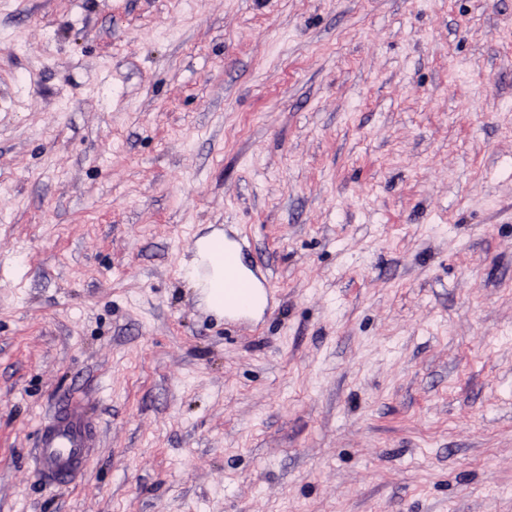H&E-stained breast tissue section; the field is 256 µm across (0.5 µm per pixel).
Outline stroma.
<instances>
[{
  "instance_id": "35a3bbf8",
  "label": "stroma",
  "mask_w": 512,
  "mask_h": 512,
  "mask_svg": "<svg viewBox=\"0 0 512 512\" xmlns=\"http://www.w3.org/2000/svg\"><path fill=\"white\" fill-rule=\"evenodd\" d=\"M0 512H512V0H0ZM223 238L219 233L208 234L197 239L195 251L196 262L203 270L206 268L201 283L205 302L214 311L223 312L220 303L224 294V315L241 316L249 313L258 303L270 305L273 298L271 277L266 270L260 269L253 262H248L244 250L224 235V288H219L221 270L216 263L208 262L206 246L216 238ZM233 243V245L230 244ZM215 288V290H212ZM97 426L83 393L64 394L40 423L33 457L38 478L49 486L74 484L98 448Z\"/></svg>"
}]
</instances>
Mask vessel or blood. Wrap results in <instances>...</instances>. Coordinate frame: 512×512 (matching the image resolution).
I'll list each match as a JSON object with an SVG mask.
<instances>
[{
	"mask_svg": "<svg viewBox=\"0 0 512 512\" xmlns=\"http://www.w3.org/2000/svg\"><path fill=\"white\" fill-rule=\"evenodd\" d=\"M223 294L224 312L232 316L249 313L258 303L273 298L267 271L248 262L235 244L224 247ZM97 426L84 394H64L40 423L33 457L38 478L50 486L74 484L95 455Z\"/></svg>",
	"mask_w": 512,
	"mask_h": 512,
	"instance_id": "1",
	"label": "vessel or blood"
}]
</instances>
